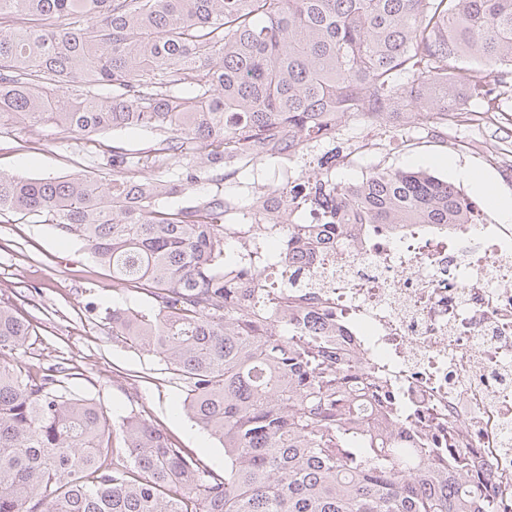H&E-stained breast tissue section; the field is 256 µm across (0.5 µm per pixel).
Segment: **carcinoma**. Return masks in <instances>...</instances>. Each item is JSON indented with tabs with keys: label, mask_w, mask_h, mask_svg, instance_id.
<instances>
[{
	"label": "carcinoma",
	"mask_w": 512,
	"mask_h": 512,
	"mask_svg": "<svg viewBox=\"0 0 512 512\" xmlns=\"http://www.w3.org/2000/svg\"><path fill=\"white\" fill-rule=\"evenodd\" d=\"M509 87L512 0H0V129L153 137L112 147L107 176L1 174L0 216L79 237L112 287L142 291L149 307L105 311L112 340L163 360L224 447L221 476L142 414L116 422L66 394L74 367L22 365L34 329L0 304V512H495L453 439L399 434L413 411L351 363L336 321L269 281L279 253L256 250L274 225L303 255L346 224H469L472 203L424 171L341 185L320 162L268 186L283 210L267 219L224 181L309 148L339 156L344 115L412 112L442 133L499 111ZM201 180L191 204L161 203Z\"/></svg>",
	"instance_id": "obj_1"
}]
</instances>
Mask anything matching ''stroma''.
I'll list each match as a JSON object with an SVG mask.
<instances>
[{
  "label": "stroma",
  "mask_w": 512,
  "mask_h": 512,
  "mask_svg": "<svg viewBox=\"0 0 512 512\" xmlns=\"http://www.w3.org/2000/svg\"><path fill=\"white\" fill-rule=\"evenodd\" d=\"M494 122L453 127L436 136L417 127L406 144L386 136L377 152L356 154L337 168L335 178L350 183L372 166L423 170L460 190L490 218L498 213L482 194L457 182L455 171L478 173L497 193L512 196V96ZM147 150L149 136L138 129L65 137L55 125H16L0 132V174L25 179L106 172L114 145ZM0 300L14 304L37 332L18 357L27 365L67 359L77 377L65 390L92 399L113 417L141 411L163 428L177 447L190 449L216 471L224 450L206 431L180 414L181 390L164 361L112 340L104 319L115 305L141 306L135 292L112 285L84 242L60 234L53 225L20 214L0 217Z\"/></svg>",
  "instance_id": "stroma-1"
}]
</instances>
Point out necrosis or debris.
Masks as SVG:
<instances>
[{
	"mask_svg": "<svg viewBox=\"0 0 512 512\" xmlns=\"http://www.w3.org/2000/svg\"><path fill=\"white\" fill-rule=\"evenodd\" d=\"M279 268L346 320L360 368L454 433L482 495L512 512V225L353 224Z\"/></svg>",
	"mask_w": 512,
	"mask_h": 512,
	"instance_id": "1",
	"label": "necrosis or debris"
}]
</instances>
